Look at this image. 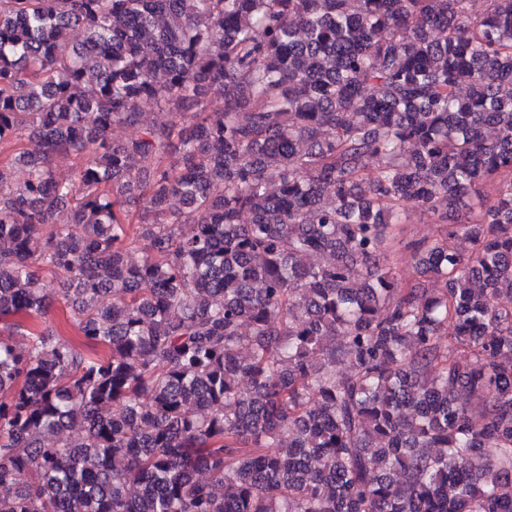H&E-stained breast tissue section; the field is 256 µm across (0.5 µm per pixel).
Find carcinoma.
I'll list each match as a JSON object with an SVG mask.
<instances>
[{
    "instance_id": "obj_1",
    "label": "carcinoma",
    "mask_w": 512,
    "mask_h": 512,
    "mask_svg": "<svg viewBox=\"0 0 512 512\" xmlns=\"http://www.w3.org/2000/svg\"><path fill=\"white\" fill-rule=\"evenodd\" d=\"M483 4L0 0V512H512V0ZM411 207L441 229L396 288ZM55 298H56L55 306L57 307L55 315L56 316L58 315V317L61 318L62 323H60V325H58L59 320L56 317L52 326L54 328H56L58 331L63 332L62 337L69 339V340H73L76 338V332H77L76 318L74 317L71 309L69 307H67V302L61 295H59L58 297L56 296ZM63 313H64V317H63ZM57 322H58V324H57Z\"/></svg>"
}]
</instances>
